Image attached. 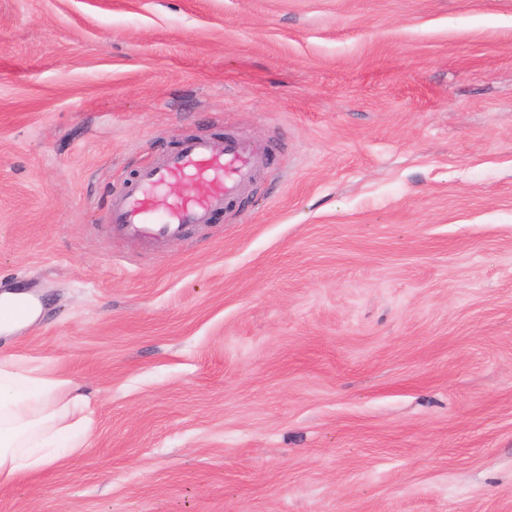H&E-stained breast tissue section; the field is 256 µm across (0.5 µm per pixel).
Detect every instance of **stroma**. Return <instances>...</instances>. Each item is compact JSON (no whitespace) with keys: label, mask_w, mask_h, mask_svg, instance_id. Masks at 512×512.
<instances>
[{"label":"stroma","mask_w":512,"mask_h":512,"mask_svg":"<svg viewBox=\"0 0 512 512\" xmlns=\"http://www.w3.org/2000/svg\"><path fill=\"white\" fill-rule=\"evenodd\" d=\"M190 138L257 179L113 236ZM6 291L92 427L0 512H512V0H0ZM258 167L244 143L225 140L223 151H216L207 140L186 141L178 151L140 167L125 190L113 197L112 230L155 241L178 239L189 225L206 223L213 210L251 183ZM176 180L204 181L210 189L204 196L176 199L158 212L155 197ZM17 304H21L25 306L28 310V313L25 317V320L22 322H27L32 320L36 314H37V305H34L33 301L29 298V296L26 293L23 292H14V293H5L0 299V321L13 319L18 316L19 311L9 310V309H3L11 307Z\"/></svg>","instance_id":"35a3bbf8"}]
</instances>
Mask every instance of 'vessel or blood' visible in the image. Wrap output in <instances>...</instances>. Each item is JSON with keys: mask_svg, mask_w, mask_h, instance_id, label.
Segmentation results:
<instances>
[{"mask_svg": "<svg viewBox=\"0 0 512 512\" xmlns=\"http://www.w3.org/2000/svg\"><path fill=\"white\" fill-rule=\"evenodd\" d=\"M259 167L251 148L228 140L223 150H215L204 139L189 140L181 148L140 167L125 190L112 199L110 223L125 235L155 241L182 237L192 224H203L213 210L222 208L246 185ZM177 180L206 182L203 196L174 200L165 211H157L154 199Z\"/></svg>", "mask_w": 512, "mask_h": 512, "instance_id": "obj_1", "label": "vessel or blood"}]
</instances>
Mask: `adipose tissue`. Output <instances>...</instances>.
Masks as SVG:
<instances>
[{"label": "adipose tissue", "instance_id": "ef3b65f1", "mask_svg": "<svg viewBox=\"0 0 512 512\" xmlns=\"http://www.w3.org/2000/svg\"><path fill=\"white\" fill-rule=\"evenodd\" d=\"M88 394L67 379H30L0 357V485L80 450L71 433L88 431Z\"/></svg>", "mask_w": 512, "mask_h": 512}]
</instances>
